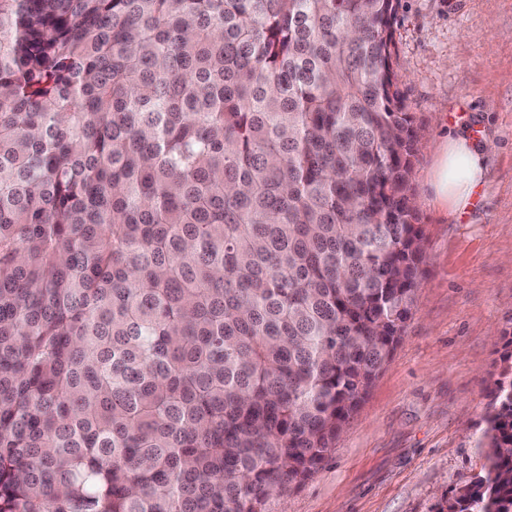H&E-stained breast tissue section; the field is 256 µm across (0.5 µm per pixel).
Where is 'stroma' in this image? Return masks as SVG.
<instances>
[{
  "label": "stroma",
  "mask_w": 512,
  "mask_h": 512,
  "mask_svg": "<svg viewBox=\"0 0 512 512\" xmlns=\"http://www.w3.org/2000/svg\"><path fill=\"white\" fill-rule=\"evenodd\" d=\"M394 42L419 136L414 305L328 463L267 512H436L485 464L478 440L512 338V0H401ZM462 128L486 141L487 178L456 221L431 180Z\"/></svg>",
  "instance_id": "35a3bbf8"
}]
</instances>
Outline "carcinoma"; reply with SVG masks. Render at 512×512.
I'll use <instances>...</instances> for the list:
<instances>
[{"label": "carcinoma", "mask_w": 512, "mask_h": 512, "mask_svg": "<svg viewBox=\"0 0 512 512\" xmlns=\"http://www.w3.org/2000/svg\"><path fill=\"white\" fill-rule=\"evenodd\" d=\"M400 0H0V512H265L423 261ZM438 512H512V338Z\"/></svg>", "instance_id": "1"}]
</instances>
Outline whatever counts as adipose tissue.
I'll return each instance as SVG.
<instances>
[{
	"mask_svg": "<svg viewBox=\"0 0 512 512\" xmlns=\"http://www.w3.org/2000/svg\"><path fill=\"white\" fill-rule=\"evenodd\" d=\"M486 151L468 135L449 136L446 152L434 181L437 201L450 214L464 212L470 205L474 191L486 177Z\"/></svg>",
	"mask_w": 512,
	"mask_h": 512,
	"instance_id": "obj_1",
	"label": "adipose tissue"
}]
</instances>
